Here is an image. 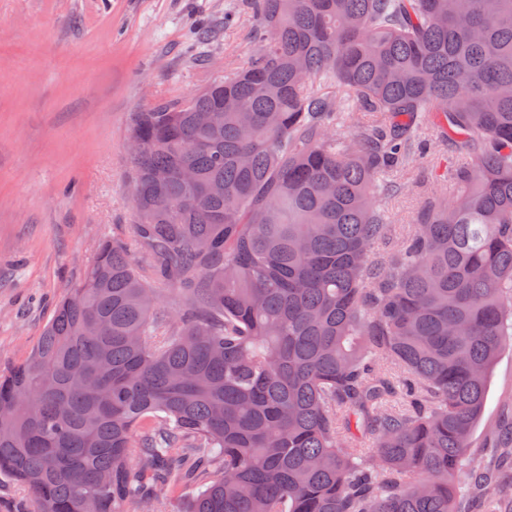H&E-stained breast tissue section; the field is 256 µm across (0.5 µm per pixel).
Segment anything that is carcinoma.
Returning a JSON list of instances; mask_svg holds the SVG:
<instances>
[{
	"instance_id": "1",
	"label": "carcinoma",
	"mask_w": 512,
	"mask_h": 512,
	"mask_svg": "<svg viewBox=\"0 0 512 512\" xmlns=\"http://www.w3.org/2000/svg\"><path fill=\"white\" fill-rule=\"evenodd\" d=\"M242 6L244 66L133 114V243L102 242L0 372V475L27 512L191 483L177 512H460L512 346V0ZM425 112L450 191L375 257ZM164 295L183 305L156 315ZM502 473L470 471L479 512H506Z\"/></svg>"
}]
</instances>
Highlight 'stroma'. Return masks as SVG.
Listing matches in <instances>:
<instances>
[{"instance_id":"obj_1","label":"stroma","mask_w":512,"mask_h":512,"mask_svg":"<svg viewBox=\"0 0 512 512\" xmlns=\"http://www.w3.org/2000/svg\"><path fill=\"white\" fill-rule=\"evenodd\" d=\"M237 0H0V370L24 360L64 287L98 245L130 240L133 113L182 100L257 49ZM206 27L208 44L196 31ZM448 146L431 144L379 202L388 242L410 229L427 195L447 189ZM512 425V348L491 371L470 459H493Z\"/></svg>"}]
</instances>
